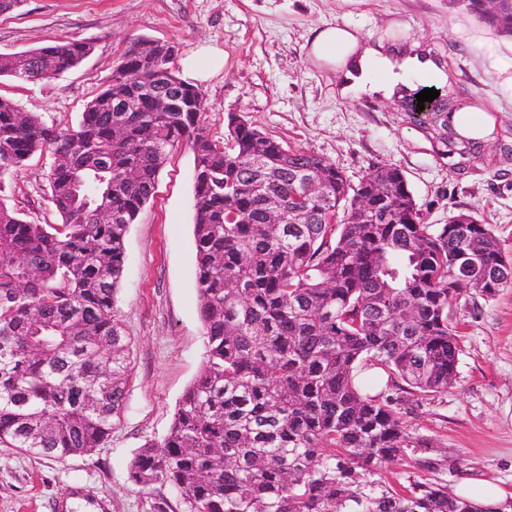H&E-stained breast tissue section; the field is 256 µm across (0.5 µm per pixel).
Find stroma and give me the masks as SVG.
<instances>
[{
  "mask_svg": "<svg viewBox=\"0 0 512 512\" xmlns=\"http://www.w3.org/2000/svg\"><path fill=\"white\" fill-rule=\"evenodd\" d=\"M329 22L361 27L391 46L419 44L444 66L442 94L478 100L497 122L477 154H440L423 117L396 104L337 97L335 79L307 56L314 29ZM68 36L91 53L56 78L18 84L12 98L47 125L69 129L100 91L124 51L143 38L175 46L177 61L214 50L224 65L199 86L201 123L223 139L227 116L241 114L266 136L336 164L351 183L396 165L431 224L463 210L490 224L512 257V39L496 35L456 0H24L0 15V53H18ZM50 154H37L5 183L20 216L53 224ZM193 154L173 149L153 198L126 239L116 308L132 338L125 408L92 452L45 459L0 443V512H152L159 488L133 485L134 454L168 431L176 406L203 365V326L195 287ZM459 360L447 391L399 395L410 448L386 477L422 476L455 491L489 481L512 498V288L463 294L448 307Z\"/></svg>",
  "mask_w": 512,
  "mask_h": 512,
  "instance_id": "1",
  "label": "stroma"
}]
</instances>
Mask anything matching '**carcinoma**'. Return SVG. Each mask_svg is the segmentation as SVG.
Returning a JSON list of instances; mask_svg holds the SVG:
<instances>
[{"label": "carcinoma", "mask_w": 512, "mask_h": 512, "mask_svg": "<svg viewBox=\"0 0 512 512\" xmlns=\"http://www.w3.org/2000/svg\"><path fill=\"white\" fill-rule=\"evenodd\" d=\"M462 2L512 36V0L494 11ZM91 51L74 38L29 49V79ZM161 98L172 111H154ZM446 106L427 129L446 152L473 147L448 125L462 104ZM202 112V90L148 39L121 55L70 130L0 96V443L62 458L111 434L128 384L115 300L126 236L184 144L204 364L167 435L130 462L133 484L175 494L154 512H482L436 482L396 486L381 470L425 447L395 394L443 392L455 376L450 301L512 288V259L489 225L462 211L428 224L399 168L354 186L329 160L233 114L214 140ZM44 152L55 224L22 219L3 196L5 177ZM317 176L326 190L310 195ZM274 210L283 223H268Z\"/></svg>", "instance_id": "cac0c4a2"}]
</instances>
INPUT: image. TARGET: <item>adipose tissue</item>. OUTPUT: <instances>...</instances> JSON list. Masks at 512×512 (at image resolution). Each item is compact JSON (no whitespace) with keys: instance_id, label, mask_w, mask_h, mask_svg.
<instances>
[{"instance_id":"1","label":"adipose tissue","mask_w":512,"mask_h":512,"mask_svg":"<svg viewBox=\"0 0 512 512\" xmlns=\"http://www.w3.org/2000/svg\"><path fill=\"white\" fill-rule=\"evenodd\" d=\"M307 54L336 77V93L343 99L367 96L393 101L402 90L422 81L442 84L445 72L414 49L387 46L371 34L340 23H327L307 42Z\"/></svg>"}]
</instances>
